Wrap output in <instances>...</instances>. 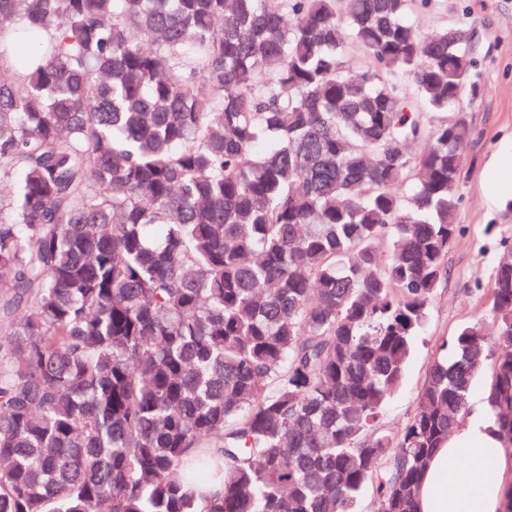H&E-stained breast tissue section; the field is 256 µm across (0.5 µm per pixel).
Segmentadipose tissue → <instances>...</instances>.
<instances>
[{
    "instance_id": "1",
    "label": "adipose tissue",
    "mask_w": 512,
    "mask_h": 512,
    "mask_svg": "<svg viewBox=\"0 0 512 512\" xmlns=\"http://www.w3.org/2000/svg\"><path fill=\"white\" fill-rule=\"evenodd\" d=\"M494 174L485 202L500 208L512 202V139L504 141L490 162ZM512 476L500 443L475 404L467 422L438 449L418 496L419 512H497L502 489Z\"/></svg>"
}]
</instances>
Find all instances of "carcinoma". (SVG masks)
<instances>
[{
  "label": "carcinoma",
  "mask_w": 512,
  "mask_h": 512,
  "mask_svg": "<svg viewBox=\"0 0 512 512\" xmlns=\"http://www.w3.org/2000/svg\"><path fill=\"white\" fill-rule=\"evenodd\" d=\"M414 2L0 0V512H417L481 374L512 459L479 320L378 431L478 93L473 30ZM487 294L511 343L512 245Z\"/></svg>",
  "instance_id": "cac0c4a2"
}]
</instances>
